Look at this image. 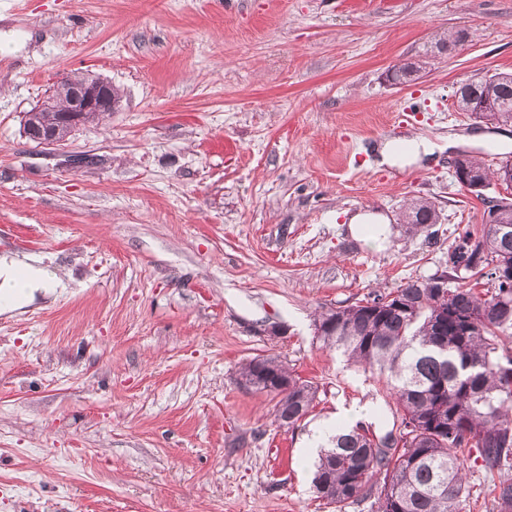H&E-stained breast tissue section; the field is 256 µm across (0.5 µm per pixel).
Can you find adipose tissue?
<instances>
[{
  "label": "adipose tissue",
  "mask_w": 512,
  "mask_h": 512,
  "mask_svg": "<svg viewBox=\"0 0 512 512\" xmlns=\"http://www.w3.org/2000/svg\"><path fill=\"white\" fill-rule=\"evenodd\" d=\"M435 143L426 137L399 143L388 140L378 147L381 165L404 168L432 156ZM56 282L52 275L31 261L0 256V308L14 310L32 302L37 295L53 293Z\"/></svg>",
  "instance_id": "ef3b65f1"
}]
</instances>
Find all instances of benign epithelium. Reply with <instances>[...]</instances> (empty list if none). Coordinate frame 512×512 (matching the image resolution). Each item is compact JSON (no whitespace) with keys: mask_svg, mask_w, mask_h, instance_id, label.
<instances>
[{"mask_svg":"<svg viewBox=\"0 0 512 512\" xmlns=\"http://www.w3.org/2000/svg\"><path fill=\"white\" fill-rule=\"evenodd\" d=\"M117 103L118 98L113 93L109 82L101 78L73 81L68 104L62 108V111L67 113V119L61 121L60 126L48 129L47 134L37 137V141L44 146L59 145L84 124V116L112 112ZM453 169L455 176L464 187L472 190L482 189L483 178L457 164Z\"/></svg>","mask_w":512,"mask_h":512,"instance_id":"obj_1","label":"benign epithelium"}]
</instances>
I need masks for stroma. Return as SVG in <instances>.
<instances>
[{
    "mask_svg": "<svg viewBox=\"0 0 512 512\" xmlns=\"http://www.w3.org/2000/svg\"><path fill=\"white\" fill-rule=\"evenodd\" d=\"M0 254L62 288L0 314V512H371L313 485L314 441L345 409L391 418L376 374L323 348L318 312L443 270L484 207L458 153L497 166L512 127L454 106L459 85L512 73V0H0ZM466 42L436 53L437 33ZM94 75L116 109L48 147L24 115ZM458 149L404 172L386 139ZM434 201L435 241L399 219ZM380 214V244L350 216ZM280 357L317 390L296 429L240 370ZM462 512H492L463 458Z\"/></svg>",
    "mask_w": 512,
    "mask_h": 512,
    "instance_id": "obj_1",
    "label": "stroma"
}]
</instances>
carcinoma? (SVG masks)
<instances>
[{
	"mask_svg": "<svg viewBox=\"0 0 512 512\" xmlns=\"http://www.w3.org/2000/svg\"><path fill=\"white\" fill-rule=\"evenodd\" d=\"M450 32L430 48L453 49L464 42ZM422 63H406L392 80H413ZM459 106L476 119L512 123V74L500 73L457 88ZM465 168L486 183L497 171L465 155ZM484 207L481 228L466 231L448 251V297L435 276L409 281L389 293L329 309L314 319L322 345L343 353L386 379L399 416L377 434L360 425L339 427L327 437L314 464L318 497L341 503L371 494L372 476L385 473L376 512H461L467 492L461 456L477 453L494 473L512 463V239L499 235L512 226V202L474 191ZM404 217L415 232L432 240L435 204L412 199ZM470 247L469 269L459 275L457 252ZM482 284L487 288L480 291ZM288 378V393H275V419L300 426L311 413L317 389L277 356L258 357L242 368L248 382L259 372ZM495 512H512V479L492 489Z\"/></svg>",
	"mask_w": 512,
	"mask_h": 512,
	"instance_id": "carcinoma-1",
	"label": "carcinoma"
}]
</instances>
